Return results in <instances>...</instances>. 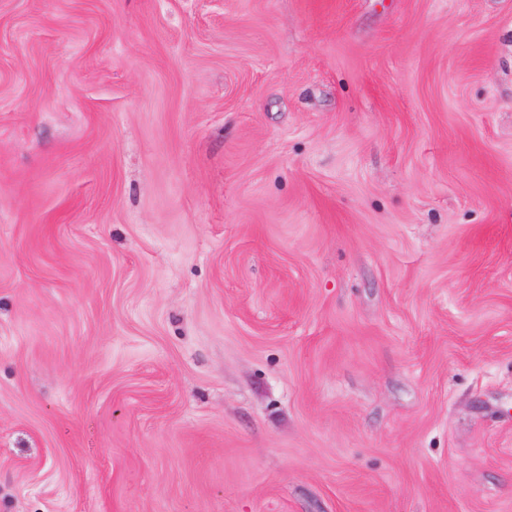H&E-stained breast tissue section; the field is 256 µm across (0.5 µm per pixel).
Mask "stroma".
<instances>
[{
	"label": "stroma",
	"mask_w": 512,
	"mask_h": 512,
	"mask_svg": "<svg viewBox=\"0 0 512 512\" xmlns=\"http://www.w3.org/2000/svg\"><path fill=\"white\" fill-rule=\"evenodd\" d=\"M0 512H512V0H0Z\"/></svg>",
	"instance_id": "35a3bbf8"
}]
</instances>
